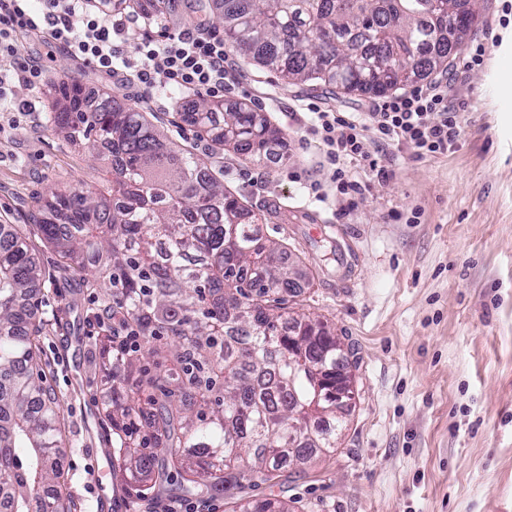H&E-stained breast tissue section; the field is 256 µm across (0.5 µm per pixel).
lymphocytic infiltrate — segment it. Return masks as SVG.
Wrapping results in <instances>:
<instances>
[{"label":"lymphocytic infiltrate","mask_w":512,"mask_h":512,"mask_svg":"<svg viewBox=\"0 0 512 512\" xmlns=\"http://www.w3.org/2000/svg\"><path fill=\"white\" fill-rule=\"evenodd\" d=\"M48 32L71 56L100 74L137 87L140 101H147L155 74H163L169 86L196 92L215 93L224 88V61L228 54L224 38L206 21L194 19L176 34L156 39L144 36L139 43L143 57L140 69L127 73L120 68L116 36L122 24L91 0H0V59H9L11 70L0 75V112H33L30 100L9 96L11 81L34 84L43 72L19 55L16 44L28 33ZM309 133L320 136L332 157H348L377 168L370 147L394 141L412 149L417 156L433 157L447 152L457 140L459 119L448 107V84L430 79L412 91L393 94L378 102L373 111L347 116L316 110Z\"/></svg>","instance_id":"obj_1"}]
</instances>
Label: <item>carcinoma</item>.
Returning a JSON list of instances; mask_svg holds the SVG:
<instances>
[{
	"instance_id": "obj_1",
	"label": "carcinoma",
	"mask_w": 512,
	"mask_h": 512,
	"mask_svg": "<svg viewBox=\"0 0 512 512\" xmlns=\"http://www.w3.org/2000/svg\"><path fill=\"white\" fill-rule=\"evenodd\" d=\"M180 0H152L165 25ZM224 45L292 82L344 94H384L448 68L474 31L470 0H214ZM49 120L63 140L95 159L112 156L111 193L55 194L22 231L0 224V512H71L57 491L63 462L59 394L41 366L46 326L37 290L45 280L33 240L63 268L98 273L86 287L110 297L99 319L135 324L141 349L112 354V462L136 489L174 482L191 494L275 485L290 465L336 447L332 412L300 432L313 405L314 369L336 380V336L304 314L289 315L301 285L263 237L250 211L224 191L194 152H178L137 107L101 100L85 111L81 88L63 90ZM198 136L259 161L279 137L245 103H191ZM166 337L172 367L141 405L130 380L142 349ZM304 349L305 364L294 359ZM198 409L185 406L187 393Z\"/></svg>"
}]
</instances>
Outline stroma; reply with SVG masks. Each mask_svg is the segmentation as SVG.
I'll return each mask as SVG.
<instances>
[{
	"mask_svg": "<svg viewBox=\"0 0 512 512\" xmlns=\"http://www.w3.org/2000/svg\"><path fill=\"white\" fill-rule=\"evenodd\" d=\"M502 0H481L474 41L482 67L460 51L448 75V103L460 136L447 154L417 157L397 143L374 146L386 170L376 176L348 160L368 185L356 201L337 192L320 140L308 134L309 104L364 112L368 94L336 96L319 83L288 84L229 52L224 104L245 101L281 131L273 152L246 162L213 152L174 105L195 99L156 83L146 111L167 140L193 147L226 189L260 214L266 237L312 268L324 266L318 240L349 241L347 265L302 289L291 306L323 320L352 345L356 386L335 452L303 472L286 468L278 486L206 495L168 491L133 499L111 473L112 423L102 407L112 378L102 369L97 316L107 297L65 273L59 255L38 245L50 275L39 292L48 325L43 369L64 398L63 493L73 512H231L241 500L277 499L290 512H512V23L498 22ZM43 66V82L19 99L52 104L79 85L134 103L124 83L75 63L45 34L19 38ZM109 159L65 145L47 115L0 112V220L28 223L38 202L67 186L102 188ZM103 448L91 458V447Z\"/></svg>",
	"mask_w": 512,
	"mask_h": 512,
	"instance_id": "obj_1",
	"label": "stroma"
}]
</instances>
